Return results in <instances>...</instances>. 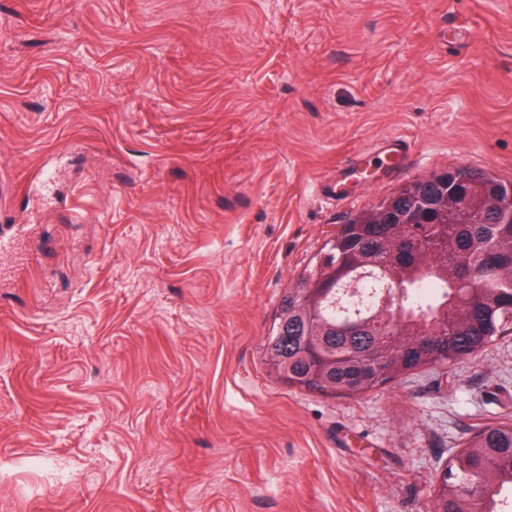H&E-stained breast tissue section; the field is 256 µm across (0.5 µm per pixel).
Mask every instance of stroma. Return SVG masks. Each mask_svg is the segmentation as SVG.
<instances>
[{
  "label": "stroma",
  "mask_w": 512,
  "mask_h": 512,
  "mask_svg": "<svg viewBox=\"0 0 512 512\" xmlns=\"http://www.w3.org/2000/svg\"><path fill=\"white\" fill-rule=\"evenodd\" d=\"M459 166L512 182V0H0V233L39 216L0 256V512H430L512 423V333L358 395L262 345L341 224ZM382 148L393 166H401L409 157L410 147L401 136H390L384 139Z\"/></svg>",
  "instance_id": "stroma-1"
}]
</instances>
